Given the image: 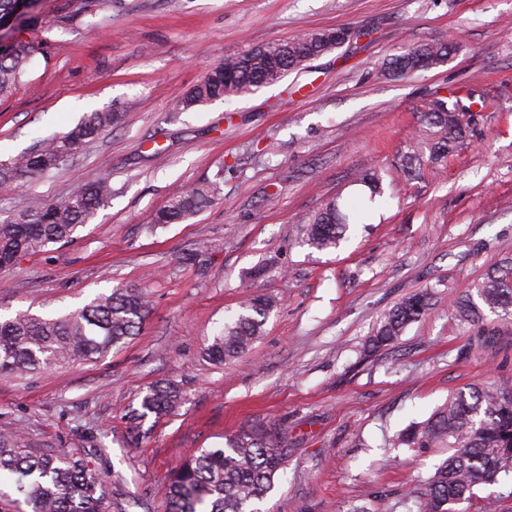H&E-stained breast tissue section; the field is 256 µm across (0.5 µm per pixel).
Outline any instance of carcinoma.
I'll return each mask as SVG.
<instances>
[{
  "label": "carcinoma",
  "mask_w": 512,
  "mask_h": 512,
  "mask_svg": "<svg viewBox=\"0 0 512 512\" xmlns=\"http://www.w3.org/2000/svg\"><path fill=\"white\" fill-rule=\"evenodd\" d=\"M17 23L35 28L38 18L29 14L24 0H0V28ZM44 45L38 37L0 41V99L21 81L29 62L43 54ZM451 48L450 42L424 41L391 58L388 69L404 76L432 68L445 61ZM335 49L313 30L286 43H267L228 55L183 95L177 108L188 110L275 85L309 60ZM481 108L473 92L464 97L455 92L434 97L421 113L419 129L401 160L402 171L443 167L469 137L474 114ZM119 120L117 112L87 113L65 135L41 140L32 151L9 159L10 167H0V184L60 169L69 155ZM382 180L374 168L357 178L356 184L369 191V203L383 196ZM221 184L218 174L171 198L155 212L152 225L176 224L196 216L220 196ZM111 199L109 182L95 178L42 208L14 210L0 220V271L11 268L21 255L73 240ZM359 223L357 207L333 195L302 219V242L318 251L336 248ZM433 298V288H423L392 306L369 336L367 350L392 345L432 309ZM271 308V302L262 297L242 304L224 320L207 347L209 358L222 363L247 351L261 336ZM148 313L143 292L126 286L99 293L61 317L19 313L0 319V376L101 359L139 335ZM451 313L466 329L484 323L490 315L500 322L511 319L512 261L505 260L468 294L455 299ZM179 398V390L170 382L151 385L129 420L137 425L150 415L159 418ZM392 446L420 454L431 448L448 449V457L417 491L416 507L417 512H455V505L472 499L479 485L496 482L502 473L512 475V388L485 382L458 391L428 418L398 432ZM287 456L283 442L253 430L225 438L222 447L200 448L171 471L164 492L168 512H261L257 505L272 490ZM2 480L22 496L30 512H104V481L80 457L36 453L0 437Z\"/></svg>",
  "instance_id": "cac0c4a2"
}]
</instances>
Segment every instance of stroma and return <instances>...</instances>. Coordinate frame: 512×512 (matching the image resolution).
<instances>
[{
    "mask_svg": "<svg viewBox=\"0 0 512 512\" xmlns=\"http://www.w3.org/2000/svg\"><path fill=\"white\" fill-rule=\"evenodd\" d=\"M70 10L41 0L49 41L0 99V159L94 110L121 120L61 170L0 186V212L95 177L112 199L74 242L0 274V316L62 314L121 285L142 289L150 310L139 336L98 361L0 377V436L120 472L107 512H166L171 470L243 429L289 448L261 512H412V491L448 451L395 448V434L453 392L512 386V324L488 344L448 311L512 255V0H108L57 31ZM338 27L372 34L275 85L175 111L225 55ZM427 40L453 43L447 62L389 74L392 55ZM458 90L485 100L467 144L438 174L405 177L419 112ZM366 165L383 175L382 205L339 248L302 245L298 219L357 195ZM219 172L220 200L151 227L170 198ZM201 243L206 264L179 263ZM426 286L434 308L366 352L381 315ZM260 294L274 301L263 336L232 363L209 359L225 318ZM160 380L178 384L177 408L131 434L128 415Z\"/></svg>",
    "mask_w": 512,
    "mask_h": 512,
    "instance_id": "stroma-1",
    "label": "stroma"
}]
</instances>
